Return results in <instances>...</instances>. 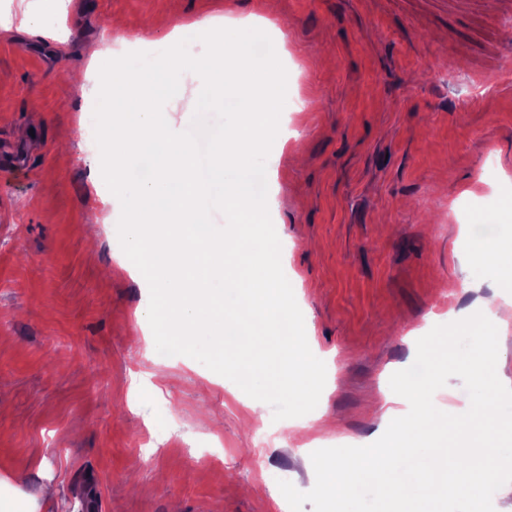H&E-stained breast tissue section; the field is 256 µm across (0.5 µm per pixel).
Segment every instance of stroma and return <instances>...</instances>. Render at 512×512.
I'll return each instance as SVG.
<instances>
[{
	"mask_svg": "<svg viewBox=\"0 0 512 512\" xmlns=\"http://www.w3.org/2000/svg\"><path fill=\"white\" fill-rule=\"evenodd\" d=\"M28 13L40 34L0 30V147L22 159L0 174V479L54 488L56 512H278L280 477L315 483L307 443L383 434L369 405L413 363L415 330L442 335L493 293L466 263L485 238L464 211L508 181L495 230L512 231V82L474 77L489 43L512 44V16L460 22L427 0H0V18ZM253 14L302 102L267 158L270 216L334 366L291 429L200 362L155 364L138 340L144 288L110 260L121 209L87 221L100 153L78 117L93 113L94 52L157 53L175 25Z\"/></svg>",
	"mask_w": 512,
	"mask_h": 512,
	"instance_id": "35a3bbf8",
	"label": "stroma"
}]
</instances>
